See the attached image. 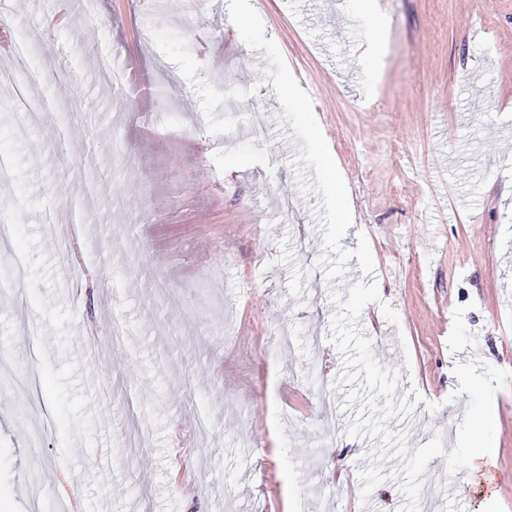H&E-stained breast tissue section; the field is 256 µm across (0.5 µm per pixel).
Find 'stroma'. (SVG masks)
<instances>
[{
    "instance_id": "stroma-1",
    "label": "stroma",
    "mask_w": 512,
    "mask_h": 512,
    "mask_svg": "<svg viewBox=\"0 0 512 512\" xmlns=\"http://www.w3.org/2000/svg\"><path fill=\"white\" fill-rule=\"evenodd\" d=\"M0 0L11 39L52 60L68 86L38 84L44 112L0 88V223L27 278L0 302V512H397L387 480L362 501L377 443L319 445L322 401L341 421L342 359L315 211L292 165L300 141L263 80V51L228 0ZM313 102L367 236L390 324L359 325L395 391L424 398L390 420L409 448L456 443L468 395L452 368L512 372V0H250ZM121 52L127 80L95 72ZM262 109L267 138L239 135ZM25 124L30 137L13 136ZM288 331L292 351L279 348ZM320 377L324 392L307 390ZM439 403L429 413L425 402ZM495 454L423 475L436 512H512V386L494 398ZM207 425L209 440L196 429Z\"/></svg>"
}]
</instances>
